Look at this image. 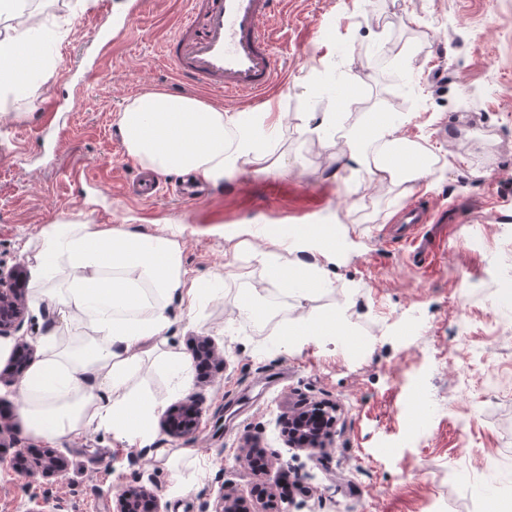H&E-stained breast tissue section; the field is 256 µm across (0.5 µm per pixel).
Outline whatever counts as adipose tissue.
I'll list each match as a JSON object with an SVG mask.
<instances>
[{
    "mask_svg": "<svg viewBox=\"0 0 512 512\" xmlns=\"http://www.w3.org/2000/svg\"><path fill=\"white\" fill-rule=\"evenodd\" d=\"M23 0H0V102L36 96L43 74L16 62L19 49L40 44V27L25 22ZM278 112H226L182 95L148 92L117 115L127 155L154 173L177 172L223 183L243 163L259 159L278 127ZM401 120H368L345 136L349 170L379 179L408 181L425 174L422 164L383 162ZM250 226L230 239L231 257L246 254L271 282L303 302L332 286L340 227L310 224L299 233L270 235L256 247ZM35 297L63 320L86 327L80 337L52 331L21 379L19 413L27 430L46 442L73 440L90 429L110 432L125 448L148 447L151 423L168 400L130 387L145 358L166 368L178 391L189 387L191 362L168 350L171 313L194 314L204 294L183 259V245L168 228L153 233L108 228L76 217L44 226L23 243ZM335 314L305 312L283 323L285 335L329 342L339 334Z\"/></svg>",
    "mask_w": 512,
    "mask_h": 512,
    "instance_id": "1",
    "label": "adipose tissue"
}]
</instances>
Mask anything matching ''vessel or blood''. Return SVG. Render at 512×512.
I'll use <instances>...</instances> for the list:
<instances>
[{"instance_id": "obj_1", "label": "vessel or blood", "mask_w": 512, "mask_h": 512, "mask_svg": "<svg viewBox=\"0 0 512 512\" xmlns=\"http://www.w3.org/2000/svg\"><path fill=\"white\" fill-rule=\"evenodd\" d=\"M146 4L147 0H126L123 17L104 15L87 77L105 78V57ZM284 5L285 0H187L182 20L162 44V59L185 85L223 93L228 100L243 94L262 99L282 81L275 46L281 29L275 21L283 16ZM395 221L412 228L411 256L421 261L433 254L424 225L444 224L448 218L419 202L404 206Z\"/></svg>"}]
</instances>
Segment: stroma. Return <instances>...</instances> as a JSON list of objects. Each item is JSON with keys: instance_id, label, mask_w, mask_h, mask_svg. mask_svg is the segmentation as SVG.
Masks as SVG:
<instances>
[{"instance_id": "1", "label": "stroma", "mask_w": 512, "mask_h": 512, "mask_svg": "<svg viewBox=\"0 0 512 512\" xmlns=\"http://www.w3.org/2000/svg\"><path fill=\"white\" fill-rule=\"evenodd\" d=\"M289 2L277 44L284 81L270 101L203 98L228 112L283 113L265 146L276 168L248 165L203 201L145 202L124 190L140 166L116 117L143 93H175L159 47L184 0H149L115 42L105 82L83 81L80 70L96 47L101 0H34L50 73L36 97L0 115V266L21 262L23 242L43 225L79 212L109 227L172 225L193 273H220L224 283L193 316L174 311L168 346L189 358L205 339L219 363L191 382L201 398L193 434L154 426L155 449L142 458L92 430L53 446L67 462L55 475L14 467L16 448L48 445L24 431L16 386L0 384V416L17 443L0 450V512H25L34 497L49 512H113L119 494L145 485L167 512H200L223 491L252 504L264 487L290 512H512V295L492 285L512 277V146L500 133L512 124V0ZM74 95L80 104L64 130L42 132L43 103ZM325 112L345 128L406 114L402 137L435 170L404 184L342 171L343 144L303 132ZM72 169L90 181L72 180ZM432 201L447 206L448 221L430 225L435 256L422 268L388 234L401 207ZM333 223L345 231L333 286L288 314L345 311L342 334L286 350L280 318L259 327L239 316L244 296L273 286L248 257L229 267L224 243L244 224L269 235ZM474 276L481 287L459 293L458 280ZM457 294L464 337L453 333L448 299ZM305 403L336 409L318 458L288 447L278 424ZM252 443L266 455L264 471L243 460ZM179 448L188 456L170 460Z\"/></svg>"}]
</instances>
